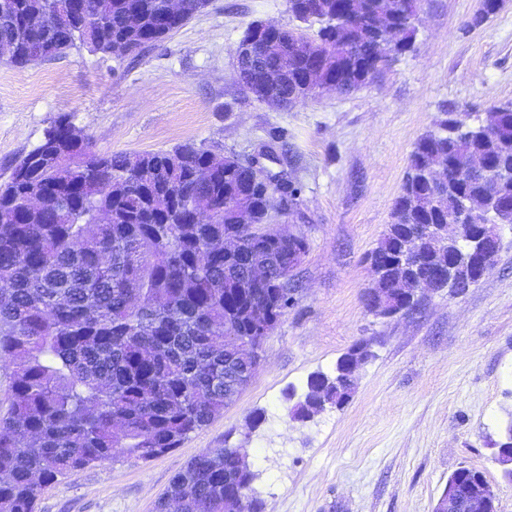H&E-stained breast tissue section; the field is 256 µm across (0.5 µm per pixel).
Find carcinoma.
<instances>
[{
    "mask_svg": "<svg viewBox=\"0 0 512 512\" xmlns=\"http://www.w3.org/2000/svg\"><path fill=\"white\" fill-rule=\"evenodd\" d=\"M7 2L0 47L19 68L80 46L108 56L124 41L138 51L188 23L160 27L164 0H81L71 16L63 15L64 0ZM314 2L307 10L304 0H287L298 25L288 43V77L271 86L276 93L301 88L309 68L330 56L344 61L332 74L336 92L361 87L383 53L375 23L390 4L400 53L413 48L421 0ZM133 5L135 27L127 22ZM349 11L356 21L345 30L338 19ZM488 123V131L451 134L462 121L443 112L418 139L392 222L371 252L376 262L393 260L410 226L448 223L461 197L493 191L512 200V103L492 106ZM72 128L71 116H61L0 184V360L13 365L11 404L0 417V512H36L41 492L58 478L118 455L147 461L222 414L256 370L253 310L276 324L291 300L289 288L250 284L249 264L282 270L290 254L299 264L307 250L303 238L288 243L270 233L252 237L243 257L210 248L213 238L235 231L224 195L250 204L256 223L269 218L266 186L233 156L222 158L231 178L206 180L213 153L201 145L104 155L85 141L58 150L55 139ZM464 155L485 166L450 180L433 201L422 173L442 160L452 170ZM38 198L42 208L29 209ZM194 208L219 218L192 224ZM420 258L445 267L450 259L464 262L436 241L420 244ZM351 355H341L332 373L308 377L295 418H309L325 401L349 402ZM248 455L239 446L203 451L173 478L154 512H168L172 501L179 512H226L245 491L247 512H266Z\"/></svg>",
    "mask_w": 512,
    "mask_h": 512,
    "instance_id": "1",
    "label": "carcinoma"
}]
</instances>
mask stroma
<instances>
[{"label":"stroma","mask_w":512,"mask_h":512,"mask_svg":"<svg viewBox=\"0 0 512 512\" xmlns=\"http://www.w3.org/2000/svg\"><path fill=\"white\" fill-rule=\"evenodd\" d=\"M477 10L478 0H423L410 52L351 93L321 89L285 109L243 90L234 49L255 21L294 26L286 0H210L165 41L122 58L83 48L22 69L0 61V182L65 114L100 153L196 143L247 159L270 148L267 169L296 189L275 219L307 243L293 300L223 414L151 460L119 457L59 479L37 512H152L188 461L227 443L248 448L268 512H433L461 468L484 472L499 512H512V479L493 456L512 420V230L465 295L433 293L391 319L364 304L367 255L417 139L441 113L474 124L512 102V0L479 24ZM364 339L375 357L349 403L293 420L308 376ZM256 412L265 420L253 429Z\"/></svg>","instance_id":"stroma-1"}]
</instances>
